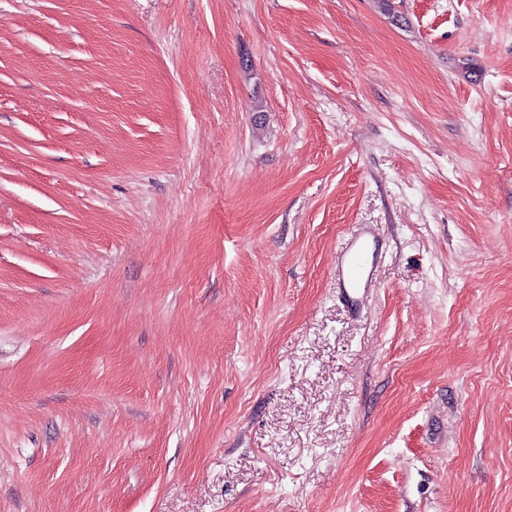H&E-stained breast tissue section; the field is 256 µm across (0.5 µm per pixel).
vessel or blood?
Segmentation results:
<instances>
[{
	"mask_svg": "<svg viewBox=\"0 0 512 512\" xmlns=\"http://www.w3.org/2000/svg\"><path fill=\"white\" fill-rule=\"evenodd\" d=\"M377 241L365 233L356 238L337 260V275L341 290L351 309H359L371 288Z\"/></svg>",
	"mask_w": 512,
	"mask_h": 512,
	"instance_id": "b4317fda",
	"label": "vessel or blood"
}]
</instances>
